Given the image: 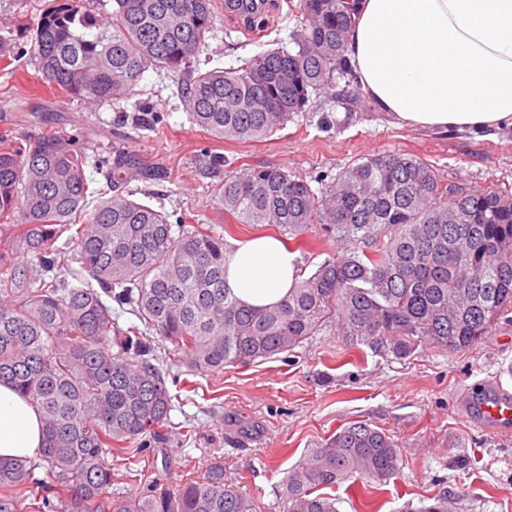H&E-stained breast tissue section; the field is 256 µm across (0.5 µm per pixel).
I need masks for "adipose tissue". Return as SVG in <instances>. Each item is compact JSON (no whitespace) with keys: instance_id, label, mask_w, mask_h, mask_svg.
Segmentation results:
<instances>
[{"instance_id":"ef3b65f1","label":"adipose tissue","mask_w":512,"mask_h":512,"mask_svg":"<svg viewBox=\"0 0 512 512\" xmlns=\"http://www.w3.org/2000/svg\"><path fill=\"white\" fill-rule=\"evenodd\" d=\"M344 55L376 107L412 128L512 127V0H359ZM299 275L270 237L237 242L225 279L254 307L278 303ZM39 409L0 382V460L37 457Z\"/></svg>"}]
</instances>
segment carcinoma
<instances>
[{"label": "carcinoma", "mask_w": 512, "mask_h": 512, "mask_svg": "<svg viewBox=\"0 0 512 512\" xmlns=\"http://www.w3.org/2000/svg\"><path fill=\"white\" fill-rule=\"evenodd\" d=\"M295 48L200 72L193 59L214 31L212 0H113L103 19L63 0L33 28L31 54L71 98L128 100L151 67L180 80L191 122L218 140L267 138L304 111L312 94L350 74L344 57L354 0H299ZM92 146L53 128L19 142L0 134V382L41 411L44 476L27 459L0 462V512H256L224 485V465L172 490L147 487L112 503V457L164 441L172 398L147 355L155 330L190 368L220 371L291 352L328 326L349 348L407 355L478 344L512 322V194L454 189L405 154L359 158L315 192L285 167L224 174L221 211L293 241L317 224L344 252L324 259L273 306L242 303L226 284L224 234L88 180ZM112 169L148 181L117 148ZM67 236L73 254L58 246ZM25 253L34 262L23 264ZM80 264L84 286L46 275ZM141 326L120 327L110 301ZM389 434L355 421L310 449L283 480L279 512H337L317 493L345 480L387 482L400 469Z\"/></svg>", "instance_id": "1"}]
</instances>
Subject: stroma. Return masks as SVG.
Returning <instances> with one entry per match:
<instances>
[{"label": "stroma", "instance_id": "obj_1", "mask_svg": "<svg viewBox=\"0 0 512 512\" xmlns=\"http://www.w3.org/2000/svg\"><path fill=\"white\" fill-rule=\"evenodd\" d=\"M50 0H0V132L33 137L54 127L83 133L99 156L113 147L158 172L144 188L151 203L173 216L190 214L223 232L218 188L225 172L246 165L288 168L308 182L331 179L354 160L402 153L433 165L441 180L472 190L512 192V128L444 132L411 128L378 112L365 94L330 88L274 135L254 142L206 138L184 110L177 81L149 69L131 99L98 105L61 94L31 54L32 27ZM278 8L254 32L214 0L215 31L195 61L200 70L230 67L270 49H291L302 26L298 0ZM159 114L153 127L132 122L139 108ZM154 353L173 397L166 439L155 448L112 461V499L138 496L149 481L174 486L202 479L217 462L224 483L251 497L256 512H279L282 481L307 449L320 447L354 421L385 430L396 441V478L364 491L340 483L339 512L361 502L379 512H420L447 495L456 512H512V429L498 431L464 412L476 383L512 382V323H499L465 351L417 349L397 356L368 346L346 348L332 332L311 337L290 353L246 366L196 375L171 344L153 337Z\"/></svg>", "mask_w": 512, "mask_h": 512}]
</instances>
